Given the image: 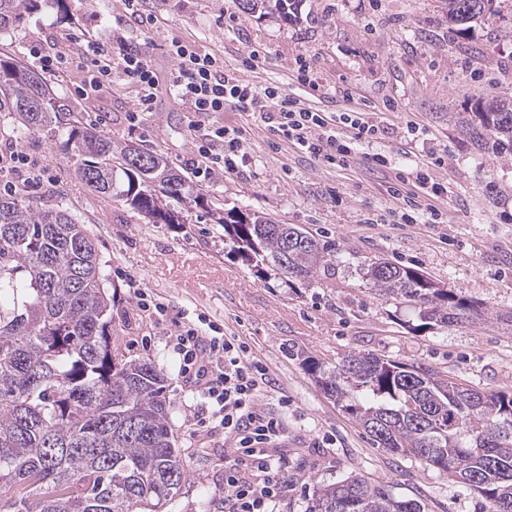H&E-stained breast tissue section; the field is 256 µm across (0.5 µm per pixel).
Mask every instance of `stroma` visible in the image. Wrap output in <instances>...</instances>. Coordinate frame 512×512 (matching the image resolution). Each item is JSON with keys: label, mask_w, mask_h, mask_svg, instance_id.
Masks as SVG:
<instances>
[{"label": "stroma", "mask_w": 512, "mask_h": 512, "mask_svg": "<svg viewBox=\"0 0 512 512\" xmlns=\"http://www.w3.org/2000/svg\"><path fill=\"white\" fill-rule=\"evenodd\" d=\"M148 3L167 23L147 35L131 30L130 40L152 57L161 75L152 111L135 113L139 90L119 80L85 97L75 90L77 71L49 77L74 110L113 141L151 148L188 174L191 115L170 92L167 77L175 61L164 51L176 36L223 59L226 71L293 96L299 90L290 68L297 57L311 56L324 84L350 88L353 95L348 102L323 96L314 107L378 113L400 127L419 125L421 145L386 139L400 161L417 149L448 153L447 165L437 172L448 183L447 223L432 224L422 215L401 224L379 171L322 166L279 141L259 118L225 107L216 119L242 129L250 162L243 172L203 183L208 204L268 213L336 247L328 270L289 287L277 277L261 278L230 255L231 244L221 240L206 206L193 207L185 224L146 223L123 201L93 193L59 144L0 129V149H21L44 172L45 182L29 189V196L63 201L95 235L126 311L112 325L119 358L151 360L167 378L172 427L187 472L168 512H215L230 441L213 424L193 431L191 423L206 416L207 402L184 385L168 326L138 310L136 286L167 306L169 318L206 315L246 342L251 357L267 367L271 384L260 404L284 431L272 455L296 475L279 512H305L315 487L354 474L421 502L425 512H488L487 503L456 479L376 447L306 366H331L345 353L362 351L431 367L479 391L512 389V326L502 320L512 313V153L477 148L457 122L475 97L512 94V12L460 35L449 31L440 0H300L292 22L244 9L239 0ZM121 9L120 0H64L59 7L39 0L0 35V52L39 70L30 45L56 36L65 52L69 36L104 39ZM474 44L483 50L477 59L465 52ZM255 47L264 49L266 60L252 71L245 61ZM377 256L424 271L486 309L491 320L416 327L414 310L365 285L363 268Z\"/></svg>", "instance_id": "1"}]
</instances>
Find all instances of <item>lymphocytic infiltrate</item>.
Wrapping results in <instances>:
<instances>
[{
  "instance_id": "lymphocytic-infiltrate-1",
  "label": "lymphocytic infiltrate",
  "mask_w": 512,
  "mask_h": 512,
  "mask_svg": "<svg viewBox=\"0 0 512 512\" xmlns=\"http://www.w3.org/2000/svg\"><path fill=\"white\" fill-rule=\"evenodd\" d=\"M161 22L155 12L145 10L143 0H123V13L107 41L87 43L69 54L54 46L34 45L29 54L48 71L71 66L84 72L88 93L111 86L113 73H121L140 87L138 106L144 112L152 107L157 73L151 58L127 42L125 30L134 25L149 31ZM167 53L177 62L170 74V90L186 111L197 116L188 126L199 136L195 177L209 180L233 174L249 159L241 131L214 121L217 112L231 104L259 117L273 134L318 163L343 170L365 163L385 172L389 194L404 204L401 218L405 222H415L417 214L424 213L431 223H446L443 204L448 200V184L433 175L445 163L443 154L430 152L420 161L400 163L389 153L370 152V145L384 139L386 129L370 123L362 113L322 112L282 94L277 85L257 88L226 74L214 55L199 52L176 37L168 42ZM203 117L209 118L208 127H201ZM173 337L181 377L210 402L213 418L232 442L230 459L224 465L225 512H274L292 479L270 453L271 445L283 435L282 426L258 405L268 384L265 366L248 358L245 342L224 335L217 325L206 336L195 322H179Z\"/></svg>"
}]
</instances>
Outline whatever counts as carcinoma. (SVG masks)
I'll return each instance as SVG.
<instances>
[{
    "instance_id": "1",
    "label": "carcinoma",
    "mask_w": 512,
    "mask_h": 512,
    "mask_svg": "<svg viewBox=\"0 0 512 512\" xmlns=\"http://www.w3.org/2000/svg\"><path fill=\"white\" fill-rule=\"evenodd\" d=\"M35 0H0V33ZM496 0H442L448 29L485 22ZM291 0H243L290 17ZM0 124L57 141L98 194L123 200L150 224H184L170 201L204 195L160 154L116 143L85 126L65 96L20 61L0 57ZM459 125L477 145L512 147V95L477 97ZM241 261L311 282L332 247L295 224L257 212L214 208ZM375 294L447 327L488 314L422 271L379 256L364 269ZM92 232L73 209L0 195V494L18 491L17 512H165L185 479L170 423L165 375L150 360H116L114 295ZM323 392L378 447L448 474L512 512V394L477 391L421 365L351 351L334 366L310 362ZM423 512L384 485L350 476L318 489L307 512Z\"/></svg>"
}]
</instances>
